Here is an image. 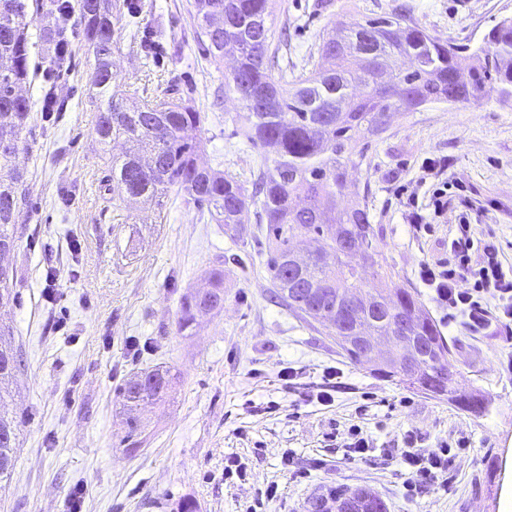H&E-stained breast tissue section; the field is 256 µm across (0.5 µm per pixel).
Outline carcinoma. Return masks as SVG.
<instances>
[{
  "mask_svg": "<svg viewBox=\"0 0 512 512\" xmlns=\"http://www.w3.org/2000/svg\"><path fill=\"white\" fill-rule=\"evenodd\" d=\"M53 2L62 22L80 31L90 53V88L100 101L96 140L103 147L120 139L126 145L109 165L108 180L119 195L158 205L174 190L234 238L247 233L243 212L259 204L256 221L266 225L267 270L282 303L336 337V345L355 365L366 364V355L353 337L396 336L392 358L373 371L425 394L446 396L475 415L485 412L487 400L481 393L462 396L455 389L449 345L417 295L398 285L379 259L364 256L368 250L380 254L366 207H340L338 199L344 195L347 168L361 162L368 139L385 129L390 114L427 103L479 104L494 95L512 100V17L500 19L484 35L465 71L458 65L456 45L394 14L355 23L343 36L323 38L319 62L308 75L290 80L288 68L279 65V47L272 46L271 0H194V40L202 55L217 61L228 49L236 54L224 90L241 105V135L253 144L277 148V156L249 190L235 177L197 164L202 112L180 97L138 104L114 89L111 0H79L76 13L64 0ZM42 8L43 0H0V262L20 243L16 218L26 204L25 174L12 166V155L20 149L31 111L29 100L19 94L32 82L28 16ZM40 39L50 51L49 61L62 67L70 58L57 54L65 42L64 27L47 30ZM346 238L360 242L356 253L344 251ZM307 241L321 247L301 259L303 277L288 275L295 243ZM368 272L377 284L364 290L359 283ZM14 277L12 266L0 268V307L15 299ZM206 281L207 287L184 298L179 331L224 307V269H210ZM404 320L426 347L406 376L400 368L408 343L391 330ZM6 335L0 325V403L10 395L12 376L22 364ZM174 380L170 369L158 367L134 372L121 385L132 445L144 440L135 411L144 402L164 400ZM17 436L18 422L0 410L1 489L12 477ZM350 500L358 512H386L372 491L341 488L313 499L311 512H330Z\"/></svg>",
  "mask_w": 512,
  "mask_h": 512,
  "instance_id": "carcinoma-1",
  "label": "carcinoma"
}]
</instances>
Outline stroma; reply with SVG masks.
<instances>
[{"label": "stroma", "instance_id": "stroma-1", "mask_svg": "<svg viewBox=\"0 0 512 512\" xmlns=\"http://www.w3.org/2000/svg\"><path fill=\"white\" fill-rule=\"evenodd\" d=\"M135 23L115 25L112 64L128 99L180 93L205 115L198 163L251 184L275 155L235 133L240 105L224 91L233 61L199 54L187 0H136ZM390 13L405 15L441 41L479 46L495 18L512 16V0H273L275 38L288 43L295 75L320 36ZM160 33L155 57L139 38ZM72 56L64 79H54L43 47L36 76L22 93L31 103L15 165L28 175L21 242L11 260L16 299L0 309L23 366L8 411L21 426L12 478L0 490V512H71L82 490V512H179L192 499L199 512H308L309 500L329 488H368L388 512H506L512 483V346L493 337L449 336V358L462 390H480L488 411L473 416L350 364L334 341L272 301L265 230L254 212L247 235L235 240L194 204L172 196L161 206L120 200L107 180L120 145L102 149L94 137L90 62L82 37L70 31ZM53 86L66 112L47 119L42 85ZM445 162V178L461 183L474 210L478 238L497 240L512 262V102L428 104L390 119L370 138L362 165L349 169L347 202L365 198L379 249L407 287L418 289L423 261L444 258L460 215L456 199L430 235H409V201L427 206L421 182L425 159ZM237 254L241 263L230 262ZM224 269V308L179 332L183 295L210 268ZM289 363L316 380L323 368L343 370L333 406L308 403L276 379ZM171 368L177 379L167 401L141 418L149 442L124 444L118 390L132 371ZM372 435L371 460H351V425ZM419 447L466 438L451 452L447 487L407 494L400 448L406 431ZM247 465L228 478L229 457ZM324 460L315 469L314 460ZM277 484L278 499L257 504V492Z\"/></svg>", "mask_w": 512, "mask_h": 512}]
</instances>
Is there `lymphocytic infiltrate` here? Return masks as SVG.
<instances>
[{"label": "lymphocytic infiltrate", "mask_w": 512, "mask_h": 512, "mask_svg": "<svg viewBox=\"0 0 512 512\" xmlns=\"http://www.w3.org/2000/svg\"><path fill=\"white\" fill-rule=\"evenodd\" d=\"M464 212L448 235L446 260L422 263L417 280L428 288L433 301L451 330L467 336H502L512 340V265L504 264L500 246L490 239L474 236L468 213L473 205L467 195H460ZM277 376L289 391L306 400L329 406L335 400L340 370L325 368L320 383L303 388L301 372L291 366L281 368ZM404 449L400 462L407 492L432 484H447L448 456L452 447H467L466 439L456 444L440 442L425 450L417 445L415 432L402 438Z\"/></svg>", "instance_id": "lymphocytic-infiltrate-1"}]
</instances>
